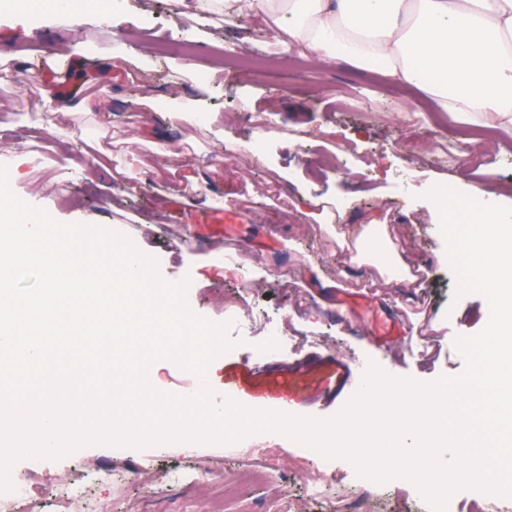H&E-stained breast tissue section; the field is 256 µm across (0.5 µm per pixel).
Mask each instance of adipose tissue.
<instances>
[{"mask_svg": "<svg viewBox=\"0 0 512 512\" xmlns=\"http://www.w3.org/2000/svg\"><path fill=\"white\" fill-rule=\"evenodd\" d=\"M179 20L262 17L318 64L382 67L437 111L512 127V0H172Z\"/></svg>", "mask_w": 512, "mask_h": 512, "instance_id": "obj_1", "label": "adipose tissue"}]
</instances>
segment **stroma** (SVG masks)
I'll return each instance as SVG.
<instances>
[{
  "label": "stroma",
  "mask_w": 512,
  "mask_h": 512,
  "mask_svg": "<svg viewBox=\"0 0 512 512\" xmlns=\"http://www.w3.org/2000/svg\"><path fill=\"white\" fill-rule=\"evenodd\" d=\"M21 3L37 16L32 28L0 14V55L9 57L13 70L12 79L0 83V149L39 160L11 189L58 222L133 239L139 251L159 257L161 278L190 281L195 314L223 322L229 301L249 311L256 328L229 329L236 352L208 366L215 405H223L229 383L248 408L328 419L359 387L365 372L357 360L368 354L392 377L419 383L462 373L465 361L455 340L483 329L489 305L476 293L456 296L440 217L428 211L425 195L460 180L490 193L512 186V130H496L483 142L487 163L474 171L464 163L461 146L444 135L464 125V118L443 113L431 120L429 99L395 88L382 72L327 69L312 60L246 76L225 69L229 55L285 50L249 16L208 27L192 54L163 57L156 44L173 37L168 0H153L148 18L139 14V0H94L116 14L109 37L97 27L92 5L83 6L77 24L38 0ZM90 38L97 53L86 50ZM116 39L136 44L150 68L134 86L131 65L117 62L112 79L101 81L91 96L93 111L65 126L74 140L71 152H52L50 135L35 139L29 129L35 122L49 125L53 94L73 95L57 82L51 59L69 70L93 68ZM38 65L44 80L30 82L28 70ZM174 94L194 100L199 111L219 114V122L171 123L166 106ZM106 113L111 119L104 126ZM89 140L111 152L113 167H122L131 154L142 159L123 192L85 170L81 149ZM185 167L205 177L199 192L181 190L178 174ZM302 187L316 196H356L345 223L380 220L408 268L424 272V282L412 284L371 262L351 261L335 233L296 209ZM229 241L245 255L249 271L220 261ZM266 320L286 321L288 340L257 363L250 350L262 342L259 324ZM258 439L276 445L282 481L246 485L255 512H266L279 494L296 501L298 512H334L333 500L357 496L348 460L336 459L327 472L332 497L317 501L307 497L304 482L317 464L301 454L298 441L275 432ZM259 463L255 450L242 443H168L130 456L88 445L79 462L46 460L31 492L43 512H56V489L81 479L90 483L89 512H224L218 482H169L166 474L206 468L231 478ZM100 472L116 475V482L96 481ZM419 497L415 484H381L371 494L370 512H419Z\"/></svg>",
  "instance_id": "35a3bbf8"
}]
</instances>
